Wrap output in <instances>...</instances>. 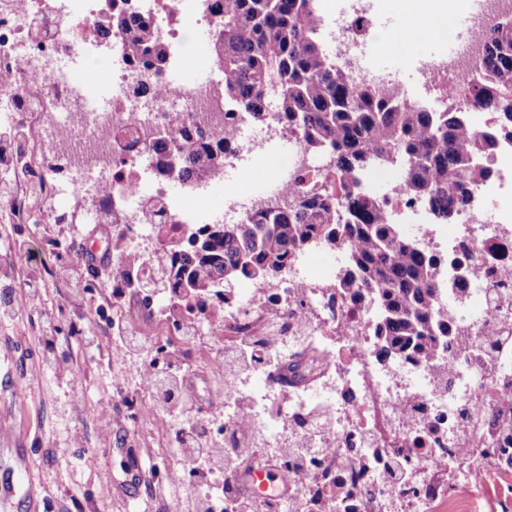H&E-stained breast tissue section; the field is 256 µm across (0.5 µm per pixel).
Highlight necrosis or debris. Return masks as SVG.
Returning a JSON list of instances; mask_svg holds the SVG:
<instances>
[{
  "mask_svg": "<svg viewBox=\"0 0 512 512\" xmlns=\"http://www.w3.org/2000/svg\"><path fill=\"white\" fill-rule=\"evenodd\" d=\"M320 14V30L341 46L352 82L384 88L386 72L364 68L374 47L364 34L374 20L365 0H337ZM152 16L177 46L222 26L208 0H0V137L19 136L23 151L0 169V206L10 223L33 224L34 201L63 197L74 212L95 197L96 221L112 220V234L139 254L134 269L151 279L154 264L142 243L165 246L196 224H241L288 200V187L326 189L327 161L313 157L300 135L267 116L238 123L225 117L223 73L205 57V79H184L183 61L155 73L131 63L104 68L109 94L92 101L61 68L66 59L97 63L98 26L109 12ZM512 15V0H470L473 32L458 39L439 63L412 60L410 78L431 108L453 104L477 75L482 35ZM155 87L148 98L137 83ZM186 123L231 129L232 151L218 185L183 195L176 176L153 177L148 145L157 129H171L173 113ZM51 129L62 152L41 147ZM287 149L260 188L242 190L257 158ZM75 168L82 182L68 186L51 171ZM492 177L475 188L455 223H436L429 208L393 189L385 212L395 224H415L427 246L442 254L443 298L454 336L448 376L431 366L377 357L373 310L338 288L334 266L316 268L321 250L302 256L285 275L227 289L225 300L186 307L171 292L122 289L113 301L139 299L156 333L145 340L152 357L173 342L188 360L224 384L221 434L225 456L252 449L254 466L276 464L288 478L285 494H244L237 474L208 472L207 512H473L479 476L512 475V453H501L512 421V138L498 137ZM466 279L469 293L455 300Z\"/></svg>",
  "mask_w": 512,
  "mask_h": 512,
  "instance_id": "necrosis-or-debris-1",
  "label": "necrosis or debris"
}]
</instances>
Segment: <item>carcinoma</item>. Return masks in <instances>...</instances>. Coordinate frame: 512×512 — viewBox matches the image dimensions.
<instances>
[{
  "label": "carcinoma",
  "instance_id": "cac0c4a2",
  "mask_svg": "<svg viewBox=\"0 0 512 512\" xmlns=\"http://www.w3.org/2000/svg\"><path fill=\"white\" fill-rule=\"evenodd\" d=\"M213 2L224 15V28L212 34L224 98L246 118L277 112L311 153L329 159L334 174L325 194H303L258 220L191 228L184 244L158 253L157 276L147 287L222 300L225 286L273 277L320 243L345 255L338 286L376 303L379 358L442 364L453 347L448 311L438 304L443 260L387 221L383 195L367 187L365 174L398 170L399 188L451 224L469 189L491 176L495 138L477 134L459 107L435 111L408 102L400 89L350 82L318 37L311 0ZM99 30L104 38L121 31L129 62L139 68L166 66L167 48L150 22L112 13ZM461 96L493 113L499 132L512 138V18L493 29L476 79ZM229 149L228 133L178 121L175 134L150 143L158 172L186 183L218 174ZM172 150L180 156L176 170L166 162Z\"/></svg>",
  "mask_w": 512,
  "mask_h": 512
}]
</instances>
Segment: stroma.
<instances>
[{
    "instance_id": "obj_1",
    "label": "stroma",
    "mask_w": 512,
    "mask_h": 512,
    "mask_svg": "<svg viewBox=\"0 0 512 512\" xmlns=\"http://www.w3.org/2000/svg\"><path fill=\"white\" fill-rule=\"evenodd\" d=\"M93 225L55 205L39 224L0 221V484L17 453L31 463L33 499L13 512H160L177 498L196 512L195 485L151 474L170 455L176 427L131 425L117 378L136 387V358L112 347V256L86 259ZM55 319L45 331L43 314ZM112 405L102 426V402ZM98 457L83 466V453Z\"/></svg>"
}]
</instances>
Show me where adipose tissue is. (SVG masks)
I'll list each match as a JSON object with an SVG mask.
<instances>
[{
	"mask_svg": "<svg viewBox=\"0 0 512 512\" xmlns=\"http://www.w3.org/2000/svg\"><path fill=\"white\" fill-rule=\"evenodd\" d=\"M463 7L464 0H399L404 22L396 30L381 34L380 50H412L420 41L447 29Z\"/></svg>",
	"mask_w": 512,
	"mask_h": 512,
	"instance_id": "obj_1",
	"label": "adipose tissue"
}]
</instances>
